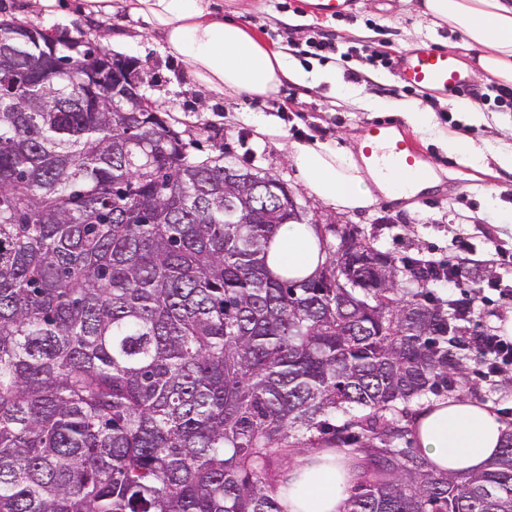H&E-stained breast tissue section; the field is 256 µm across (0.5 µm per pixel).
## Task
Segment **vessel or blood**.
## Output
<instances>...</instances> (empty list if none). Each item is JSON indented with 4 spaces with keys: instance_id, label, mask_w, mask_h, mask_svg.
I'll use <instances>...</instances> for the list:
<instances>
[{
    "instance_id": "b4317fda",
    "label": "vessel or blood",
    "mask_w": 512,
    "mask_h": 512,
    "mask_svg": "<svg viewBox=\"0 0 512 512\" xmlns=\"http://www.w3.org/2000/svg\"><path fill=\"white\" fill-rule=\"evenodd\" d=\"M396 71L401 83L422 91L445 93L467 84V78L453 56L429 47L402 52L397 59ZM380 142L384 143L400 171L411 174L423 168L425 156L414 148L407 136L395 134L385 123L374 122L366 127L361 148L363 155L372 157L375 145Z\"/></svg>"
}]
</instances>
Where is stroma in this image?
I'll return each mask as SVG.
<instances>
[{
  "mask_svg": "<svg viewBox=\"0 0 512 512\" xmlns=\"http://www.w3.org/2000/svg\"><path fill=\"white\" fill-rule=\"evenodd\" d=\"M308 2L212 0L210 8L217 18L245 26L268 47L285 52L305 72L336 71L348 94H338L326 82L286 80L272 97L217 95L166 52L152 24L120 6L103 17L83 12L75 2L46 12L36 0H0V19L87 39L106 30V47L134 61L143 78L142 91L161 117L177 129L192 130V156L203 159L223 147L237 167L279 177L301 192L310 209L360 229L375 247L395 258L481 265V279L461 276L454 283L438 284L434 294L442 302L474 301L477 314L468 325L469 334L500 332L512 319V297H503L494 288L495 283L512 282V170L500 167L493 154L512 148V135L505 132L512 125V107L482 97L484 87L494 84L493 76L469 80L467 87L449 95L427 93L405 87L395 68L374 60L377 51L395 57L417 42L437 48L453 42L458 62H474L473 51L461 47L456 31L444 23L433 24L407 0H353L350 12L339 17L317 15L308 10ZM319 31L335 35L340 52L349 55L347 61H340L338 54L324 59L299 52V45ZM462 101L476 105L480 119L459 109ZM408 103L432 112L434 132L412 133L401 112ZM372 121L411 134L439 184L407 200L382 195L372 206L345 212L305 192L290 155L292 144L317 141L354 152L364 126ZM443 132L466 137L483 151L484 160L474 168L458 163L439 140ZM466 365L469 377L457 381L452 393H430L413 401L405 425L413 426L427 407L453 396L491 406L505 426H512V374L490 383L481 377L478 360L469 359Z\"/></svg>",
  "mask_w": 512,
  "mask_h": 512,
  "instance_id": "1",
  "label": "stroma"
}]
</instances>
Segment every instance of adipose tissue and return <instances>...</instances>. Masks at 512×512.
<instances>
[{
  "instance_id": "1",
  "label": "adipose tissue",
  "mask_w": 512,
  "mask_h": 512,
  "mask_svg": "<svg viewBox=\"0 0 512 512\" xmlns=\"http://www.w3.org/2000/svg\"><path fill=\"white\" fill-rule=\"evenodd\" d=\"M131 13L143 16L162 35L165 49L186 71L216 94L269 97L283 80L308 82L281 52L268 49L235 22L214 18L210 0H127ZM421 12L433 24L449 23L476 52L473 75H492L512 84V0H422ZM291 157L309 193L337 210L373 205L375 191L398 199L430 183L433 172L411 178L383 170L380 162L360 168L353 154L321 143H294ZM323 260L315 229L291 222L280 225L268 248L271 272L291 278L314 274ZM418 451L435 470L478 474L499 455L504 426L485 405L458 398L438 402L414 423ZM352 470L330 450L318 451L292 465L274 494L285 512H345Z\"/></svg>"
}]
</instances>
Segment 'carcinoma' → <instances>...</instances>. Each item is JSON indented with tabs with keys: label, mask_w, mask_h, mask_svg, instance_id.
Returning <instances> with one entry per match:
<instances>
[{
	"label": "carcinoma",
	"mask_w": 512,
	"mask_h": 512,
	"mask_svg": "<svg viewBox=\"0 0 512 512\" xmlns=\"http://www.w3.org/2000/svg\"><path fill=\"white\" fill-rule=\"evenodd\" d=\"M0 20V512H284L275 463L356 447L347 512H512V432L481 475L398 447L407 403L467 377L431 286L364 242L320 234L307 279L266 255L276 198L225 223L224 149L204 160L152 112L90 110L49 48ZM349 416L338 429L330 418Z\"/></svg>",
	"instance_id": "cac0c4a2"
}]
</instances>
